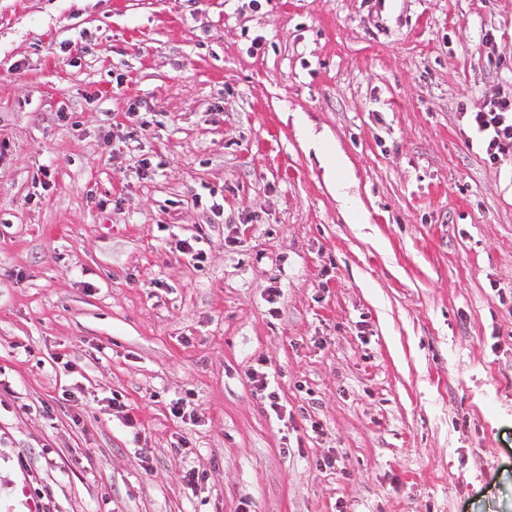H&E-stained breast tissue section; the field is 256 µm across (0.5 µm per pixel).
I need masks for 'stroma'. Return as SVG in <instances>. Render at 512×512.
<instances>
[{
	"instance_id": "stroma-1",
	"label": "stroma",
	"mask_w": 512,
	"mask_h": 512,
	"mask_svg": "<svg viewBox=\"0 0 512 512\" xmlns=\"http://www.w3.org/2000/svg\"><path fill=\"white\" fill-rule=\"evenodd\" d=\"M510 92L512 0H0V512H512ZM466 115L480 139L483 159L489 165L512 155V95L486 100L475 112ZM141 106L134 105L131 108L130 112L127 113V119L130 126L126 127V132L123 133L122 142L125 143L127 150L130 153L136 154L139 158L138 163V172L144 176L149 177V174L155 175L157 169H160L161 163L154 162L151 157H144L146 154H141L143 152L141 142L138 139L137 130L144 128L146 125L150 124L148 117L146 114H150L151 112H141ZM328 171L330 172L331 179L336 184V191L340 200L345 202L346 208L351 210H357V201L350 200L348 193L346 191L348 187L346 170L344 162L340 156L336 155V158L333 157ZM202 242V235H193L179 239L177 241L176 248L178 252L192 261L195 267H203L202 264L207 259V253L201 247ZM254 392L259 396L265 404L268 411L276 416L279 421H283L282 410L285 406L281 402L278 391L272 386L268 378V373L264 367V361L258 359L251 365L248 372Z\"/></svg>"
}]
</instances>
